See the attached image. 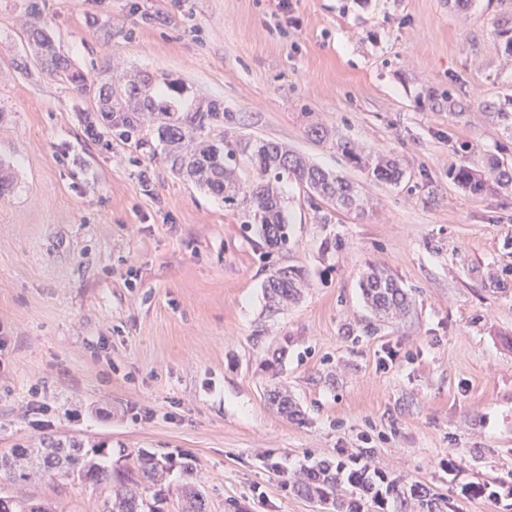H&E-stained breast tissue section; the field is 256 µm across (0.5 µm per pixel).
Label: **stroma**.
<instances>
[{
    "label": "stroma",
    "instance_id": "obj_1",
    "mask_svg": "<svg viewBox=\"0 0 512 512\" xmlns=\"http://www.w3.org/2000/svg\"><path fill=\"white\" fill-rule=\"evenodd\" d=\"M289 3L42 0L82 69L174 74L234 113L233 132L287 143L370 199L364 216L328 215L283 181L278 249L164 162L88 138L87 99L13 69L28 0H0V159L16 172L0 198V448L95 446L113 471L154 453L169 469L146 489L161 512L189 481L206 512H318L289 473L356 455L456 512H512V195L474 198L448 176L512 160V133L481 112L512 95L493 32L512 0L465 14L448 0ZM452 97L470 111H449ZM315 124L395 157L403 179H372L311 139ZM371 264L412 295L405 320L372 321ZM285 266L310 286L272 314L263 284ZM276 387L300 419L269 404ZM477 483L495 496L471 495ZM24 492L95 512L108 490Z\"/></svg>",
    "mask_w": 512,
    "mask_h": 512
}]
</instances>
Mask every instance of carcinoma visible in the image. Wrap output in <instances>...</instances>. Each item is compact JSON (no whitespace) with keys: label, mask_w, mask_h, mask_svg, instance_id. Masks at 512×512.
<instances>
[{"label":"carcinoma","mask_w":512,"mask_h":512,"mask_svg":"<svg viewBox=\"0 0 512 512\" xmlns=\"http://www.w3.org/2000/svg\"><path fill=\"white\" fill-rule=\"evenodd\" d=\"M30 21L23 30V53L18 67L34 66L79 94L93 92V106L82 113L87 136L106 149L112 141L149 156H162L170 170L194 185L224 199L238 212L242 223L255 227L270 246L288 243V217L280 183L287 178L306 189L316 208L363 215L366 202L346 178L309 162L288 146L271 140L224 133V123L234 117L215 102L195 99L185 83L165 73H117L108 67L91 76L79 69L56 45L42 18L39 0H30ZM504 51L512 55V16L493 23ZM512 97L507 103H490L484 113L512 132ZM308 135L318 142L331 141L344 158L382 183L396 184L404 171L390 155H366L354 142L334 138L330 130L315 125ZM249 163L252 178L239 177V160ZM452 181L471 197L512 193V163L493 158L484 172L460 165L449 172ZM308 286L305 273L295 267L275 268L264 288L270 308L278 312L297 302ZM365 304L378 322H399L412 307V297L383 268L372 265L361 276ZM269 403L286 416L297 414L296 404L282 389L269 394ZM100 448L59 444L49 448H11L0 454V484L21 485L35 478L67 480L101 486L109 480ZM168 470L155 454L141 451L133 464L115 476L104 498L102 512H159L145 495L144 482L160 484ZM298 495L332 502L334 512H365L367 503L389 506L387 512H448L447 496L419 482L391 477L367 464L349 465L320 461L305 466L288 479ZM0 512H54L21 492L0 494ZM181 512H205L203 494L191 485L181 491Z\"/></svg>","instance_id":"obj_1"}]
</instances>
